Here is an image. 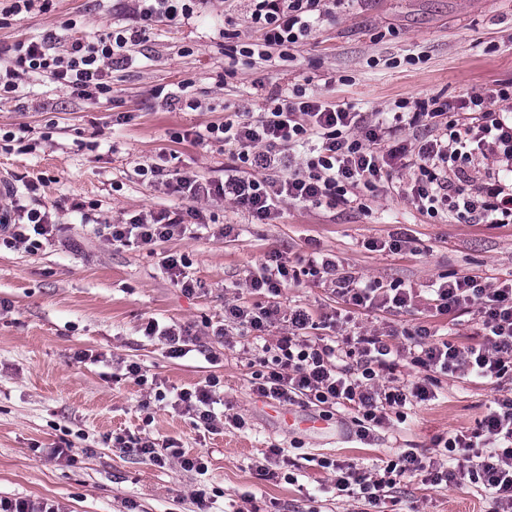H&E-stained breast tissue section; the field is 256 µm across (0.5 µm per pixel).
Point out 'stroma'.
I'll return each instance as SVG.
<instances>
[{
    "label": "stroma",
    "instance_id": "stroma-1",
    "mask_svg": "<svg viewBox=\"0 0 512 512\" xmlns=\"http://www.w3.org/2000/svg\"><path fill=\"white\" fill-rule=\"evenodd\" d=\"M0 53L55 32L61 40L93 38L117 26L140 31L131 60L113 77L111 102L86 99L48 79L30 78L26 98L0 101V178L42 179L37 197L54 204L59 233L39 250L0 247V497L46 498L62 512H487L481 485L462 478L433 485L424 476L397 480L379 507L337 496L332 470L320 460L381 469L404 448L437 458L443 434L476 430L494 399L512 386L490 378L427 374L412 360L419 326L453 344L472 343L476 309L436 312L429 287L443 277L484 284L512 278V224H458L417 210L389 189L363 194V208L343 204H281L274 223L259 224L230 203H206L210 229L144 248L109 244L107 224L144 209L180 208L133 172L170 155V167L218 179L231 155L218 142L201 146L189 132L224 121L226 111L261 112L271 91L302 88L330 103L375 118L432 96L457 102L489 87L512 85V0H341L302 43L260 64L244 49L260 33L248 0H208L188 21L141 27L134 0H53L49 10L4 15ZM183 91L197 109H171L154 94ZM183 141H172L173 133ZM82 211H75V204ZM400 249H389L393 238ZM335 256L341 269L383 287L414 291L411 306L368 310L345 303L318 278L302 276L282 305L335 317L318 337L388 334L402 356L396 381L431 376V400L406 404L375 429L368 443L355 434L356 412L343 406L290 407L253 393L272 336H213L231 300L266 305L245 286L248 270L280 253L300 268L312 251ZM168 253L184 255L187 274L202 287L188 295L160 270ZM192 326L199 346L181 358L144 336L148 319ZM98 355L80 363L77 352ZM138 363L167 394L116 369ZM215 376L223 411L245 426L210 433L175 404V392ZM290 411L295 424L281 414ZM176 442L208 459L206 473L177 460L157 465L114 447L113 436ZM44 447V454L33 451ZM71 446L70 458L51 448ZM279 455H272V448ZM272 456L273 474L257 461Z\"/></svg>",
    "mask_w": 512,
    "mask_h": 512
}]
</instances>
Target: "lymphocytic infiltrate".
Listing matches in <instances>:
<instances>
[{
    "mask_svg": "<svg viewBox=\"0 0 512 512\" xmlns=\"http://www.w3.org/2000/svg\"><path fill=\"white\" fill-rule=\"evenodd\" d=\"M140 21L174 22L194 15L202 0H136ZM338 0H250L251 20L261 31L263 42L257 55L269 61L274 49L299 43L320 18L331 14ZM139 42L137 30L114 28L94 40L72 39L65 53L55 49L57 36L17 44L0 62V99L17 94L23 77L44 75L59 87L88 98L111 93L112 73L126 65L129 50ZM512 101V91L491 90L458 103L433 100L424 112H396L391 118L370 123L361 113L332 105L319 97L296 90L293 96H271L260 116L236 113L224 123L195 132L194 140L204 145L215 141L230 145L231 160L223 178L202 180L198 176L153 163L138 165L134 173L163 194L185 201L178 211L145 210L109 225L113 244L150 246L185 237L192 225L201 224L199 202L228 201L261 223L279 215V204L317 205L326 199L343 205L361 201L360 188L394 189L430 216H442L465 224H512V188L496 173L484 175L479 189H471V172L489 160L504 163L512 172V119L494 110L495 102ZM424 127L428 134L415 150L395 144L402 127ZM405 180H396L399 172ZM57 232L53 208L47 204L27 207L12 202L0 209V242L25 245L36 250ZM311 272L328 282L334 294L355 306L404 308L412 289L382 288L362 284L359 276L339 272L335 259L312 256ZM289 270L280 255L249 273L246 285L265 291L275 301L266 307L228 302L217 336L229 332H266L287 325L279 336L272 360L263 362L253 374V391L258 397L278 403L308 402L333 407L349 406L359 415V440H369L388 413L397 412L411 401L429 400L431 392L421 381L380 387V377L392 374L399 353L375 333L332 345L311 337L315 326L304 309L282 310L276 298L282 293ZM434 307L444 313L476 306L480 314L481 341L471 346L433 342L431 332L419 327L415 334L420 347L419 363L435 373L490 377L512 383V282L492 288L476 277L464 275L442 282L434 290ZM216 379L176 394V406L208 431H215L217 417ZM119 447L135 449L156 464L178 459L187 470L206 471L199 456L189 457L169 442L157 445L142 437H116ZM444 448L459 452L464 464L459 474L468 476L489 492L490 512H512V396L496 399L474 435L446 438ZM337 491L380 501L386 487L405 476L424 475L433 484L453 480L443 461H425L415 449L401 452L384 472L359 471L334 464Z\"/></svg>",
    "mask_w": 512,
    "mask_h": 512,
    "instance_id": "lymphocytic-infiltrate-1",
    "label": "lymphocytic infiltrate"
}]
</instances>
